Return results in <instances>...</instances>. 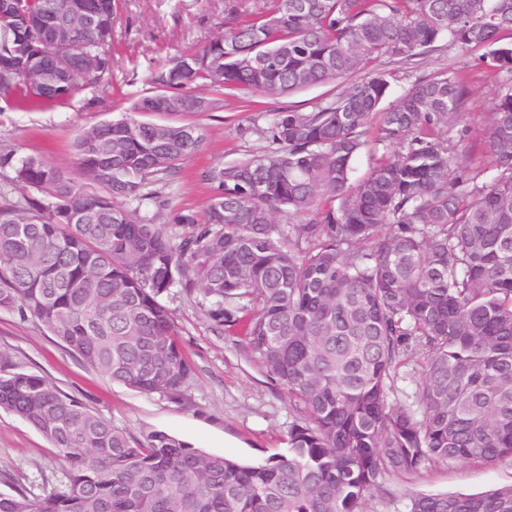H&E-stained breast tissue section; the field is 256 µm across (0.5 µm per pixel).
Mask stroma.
Returning <instances> with one entry per match:
<instances>
[{"mask_svg":"<svg viewBox=\"0 0 512 512\" xmlns=\"http://www.w3.org/2000/svg\"><path fill=\"white\" fill-rule=\"evenodd\" d=\"M226 0H118L112 33L114 66L100 84L64 105L15 108L0 113V148L36 155L76 172L72 142L83 129L126 111L150 92L154 66L187 51L202 48L224 30ZM371 69L390 76L389 99L412 83L439 74H458L467 88L463 114L450 131L452 142L472 146L468 164L491 180L489 156L478 150L488 115L503 77L480 63L478 55L441 43L423 59L399 62L382 56ZM340 86L319 85L270 98L224 95L218 109L193 115L205 135L200 149L181 164L177 180L163 191L160 220L190 209L203 213L211 195L205 178L214 166L258 154L267 142L255 133L282 108L307 110L314 102L340 93ZM165 303L179 330L192 373L180 398L144 394L103 378L77 354L60 345L33 317L0 310V355L18 369L45 376L63 392L83 401L112 425L140 435L157 429L193 447L243 461H260L288 446V430L302 417L300 407L276 388L262 367L246 353L238 335H217L197 300L180 293ZM64 461L33 428L0 413V479L31 494L58 484ZM512 485V460L438 464L411 475L384 476L368 496L365 512H404L411 496L454 492L479 493Z\"/></svg>","mask_w":512,"mask_h":512,"instance_id":"stroma-1","label":"stroma"}]
</instances>
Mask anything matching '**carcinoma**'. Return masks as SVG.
<instances>
[{"mask_svg":"<svg viewBox=\"0 0 512 512\" xmlns=\"http://www.w3.org/2000/svg\"><path fill=\"white\" fill-rule=\"evenodd\" d=\"M76 0H0V98L64 103L112 72L115 0L62 48L40 38ZM512 0H266L232 4L224 34L158 64L152 94L73 142L81 181L0 149V172L42 197L0 190V310L30 315L109 381L179 396L192 367L164 304L198 294L217 332L244 339L269 380L302 406L288 448L242 463L165 431L136 437L45 377L0 356V411L65 463L34 497L0 492V512H363L387 473L512 459ZM482 51L506 75L481 143L495 175L463 162L440 131L465 102L455 75L418 80L385 112L376 71L310 110L272 113L269 148L206 173L204 215L160 223L158 183L204 140L199 125L139 112L217 108L204 86L280 97L333 83L374 55L436 44ZM76 59L58 68L60 58ZM380 113L393 153L358 181L351 162ZM307 215L305 224L276 216ZM416 370L414 401L393 399ZM406 512H512V485L415 495Z\"/></svg>","mask_w":512,"mask_h":512,"instance_id":"cac0c4a2","label":"carcinoma"}]
</instances>
